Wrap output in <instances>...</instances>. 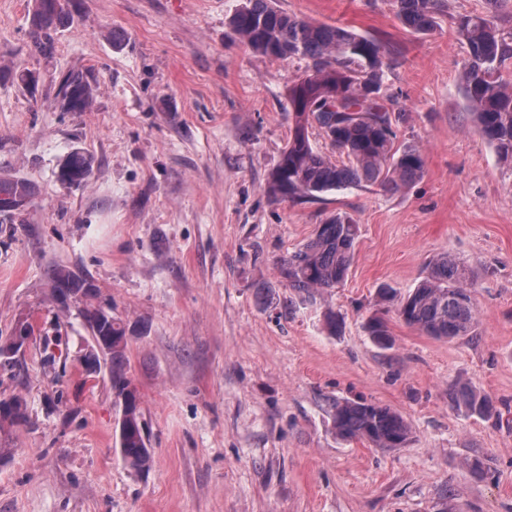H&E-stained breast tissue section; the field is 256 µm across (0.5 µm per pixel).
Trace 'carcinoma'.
Segmentation results:
<instances>
[{
	"instance_id": "carcinoma-1",
	"label": "carcinoma",
	"mask_w": 512,
	"mask_h": 512,
	"mask_svg": "<svg viewBox=\"0 0 512 512\" xmlns=\"http://www.w3.org/2000/svg\"><path fill=\"white\" fill-rule=\"evenodd\" d=\"M501 0H487L485 14L452 18L458 40L467 47L462 73L465 99L475 125L498 156L512 162V81L504 76L512 60V31L497 23ZM442 0H392L395 17L410 32L425 35L439 26ZM66 17L65 0H35L30 54L48 57L55 49L58 27ZM236 36L252 53L276 60L308 61L303 75L288 87L292 129L280 159L268 174L264 193L292 202L353 188L373 187L395 193L421 179L424 159L414 144L397 143L392 111L381 94L385 74L393 61L380 41L347 26L312 22L274 6V0H245L230 19ZM94 80L79 69L60 80L57 97L65 112H84L92 102ZM345 110L329 112L328 107ZM316 128L332 152L318 149L311 140ZM95 164L81 149L68 153L62 163L61 185L71 187L88 179ZM34 188L26 180L0 177V223L24 224L32 206ZM358 227L346 216L334 214L317 226L313 236L278 263L279 277L302 298L313 301L338 287L348 275L355 255ZM74 288L89 298L95 288L65 266L55 269L53 290ZM91 337L102 338L109 350L112 387L127 397L119 426V447L124 463L143 472L152 463L144 422L134 391L124 376L127 337L125 326L102 307L82 311ZM399 315L410 327L437 340L475 335L477 309L470 270L456 258L441 255L400 303ZM365 332L381 349L391 346L387 325L373 316ZM454 405L471 415L485 417L493 410L486 395L462 388ZM14 413L0 419V427L26 421V404L11 398ZM336 434L344 440H365L376 448H400L409 439L406 421L388 407L365 400H337L332 404Z\"/></svg>"
}]
</instances>
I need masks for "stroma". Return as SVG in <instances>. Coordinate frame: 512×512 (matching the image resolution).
Instances as JSON below:
<instances>
[{"instance_id":"obj_1","label":"stroma","mask_w":512,"mask_h":512,"mask_svg":"<svg viewBox=\"0 0 512 512\" xmlns=\"http://www.w3.org/2000/svg\"><path fill=\"white\" fill-rule=\"evenodd\" d=\"M241 3L68 0L43 58L28 51L33 0H0V175L38 189L28 223L0 227V336L27 317L60 339L34 338L0 371V398L21 397L30 419L0 431V512H512V165L470 118L451 22L485 0H445L427 35L404 29L390 0H276L396 46L382 94L405 114L399 142L425 160L402 192L304 203L262 185L307 62L247 50L229 25ZM24 68L40 74L36 90L12 80ZM76 68L97 91L90 109L66 112L58 83ZM76 148L94 155L93 173L65 187L56 173ZM337 213L359 226L354 263L341 286L301 301L276 263ZM444 252L471 270L475 336L436 340L398 315ZM58 265L126 327L148 472L115 451L122 399L108 360L85 367L83 304L56 301ZM384 286L395 302L379 303ZM328 306L343 320L334 335ZM374 315L390 349L364 330ZM463 386L496 415L453 406ZM339 399L397 411L409 442L340 439ZM476 456L481 477L466 468Z\"/></svg>"}]
</instances>
